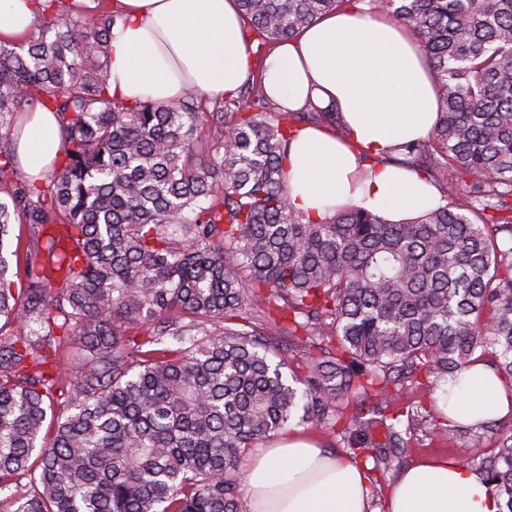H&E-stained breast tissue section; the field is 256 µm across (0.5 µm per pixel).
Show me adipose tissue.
<instances>
[{
  "mask_svg": "<svg viewBox=\"0 0 512 512\" xmlns=\"http://www.w3.org/2000/svg\"><path fill=\"white\" fill-rule=\"evenodd\" d=\"M119 19L110 39L114 95L172 103L188 89L213 99L236 90L252 71L238 0H114ZM34 0H0V44L26 35ZM267 94L285 111L337 104L350 136L302 128L289 145L293 208L324 221L331 209L355 201L391 222L434 208L436 187L423 175L384 158L397 145L427 137L438 92L423 51L403 26L350 0L319 18L267 56ZM61 148L59 124L43 107L30 110L16 140L23 172H50ZM378 158L362 166L360 155ZM450 421L478 425L512 414V391L478 362L448 387ZM250 512H370L364 474L354 459L332 457L291 436L261 449L245 474ZM388 512H499L483 477L444 456L403 469L387 497Z\"/></svg>",
  "mask_w": 512,
  "mask_h": 512,
  "instance_id": "adipose-tissue-1",
  "label": "adipose tissue"
}]
</instances>
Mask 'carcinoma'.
I'll list each match as a JSON object with an SVG mask.
<instances>
[{"mask_svg": "<svg viewBox=\"0 0 512 512\" xmlns=\"http://www.w3.org/2000/svg\"><path fill=\"white\" fill-rule=\"evenodd\" d=\"M238 2L260 49L347 0ZM368 6L414 34L440 98L427 138L386 161L454 202L399 223L354 203L318 223L292 207L291 136L348 137L336 106L271 115L255 79L222 105L114 97L118 15L89 28L61 0H40L25 52L0 45V512H248L241 458L294 424L347 420L355 457L379 468L406 445L397 425L422 421L389 413L406 384L483 360L512 391V0ZM34 105L62 139L42 181L14 148ZM16 222L46 236L20 297ZM76 342L66 382L56 355ZM295 348L307 362L291 381ZM496 426L441 434L480 447ZM481 468L512 512V418Z\"/></svg>", "mask_w": 512, "mask_h": 512, "instance_id": "cac0c4a2", "label": "carcinoma"}]
</instances>
